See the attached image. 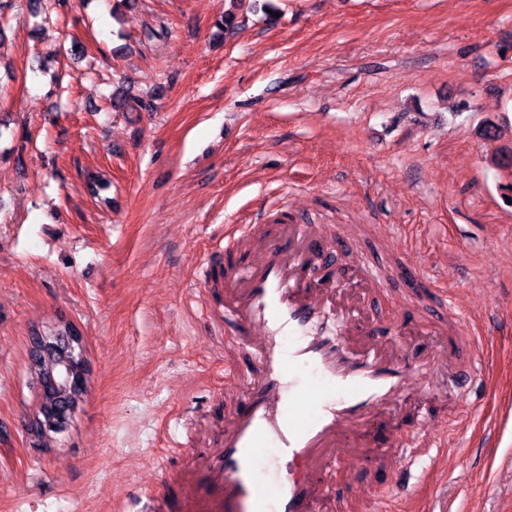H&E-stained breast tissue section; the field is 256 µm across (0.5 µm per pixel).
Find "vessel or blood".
<instances>
[{"mask_svg": "<svg viewBox=\"0 0 512 512\" xmlns=\"http://www.w3.org/2000/svg\"><path fill=\"white\" fill-rule=\"evenodd\" d=\"M275 213L270 226L234 225L223 256L210 259L230 268L205 277L206 315L243 365L219 455L195 467L208 491L188 490L177 512H344L335 476L371 448L374 419L396 417L407 397L419 423L403 442L382 447L393 484L434 447L432 432L445 422L430 410L427 372L446 376L452 395L472 379L471 338L461 320H449L448 291L421 264L366 263L353 245H337L325 225L289 221L284 206ZM317 267L330 276L313 279ZM402 271L412 285L406 300L418 288L427 299L385 336L378 311L361 313L347 279L378 294ZM304 368L315 381L300 378Z\"/></svg>", "mask_w": 512, "mask_h": 512, "instance_id": "b4317fda", "label": "vessel or blood"}]
</instances>
